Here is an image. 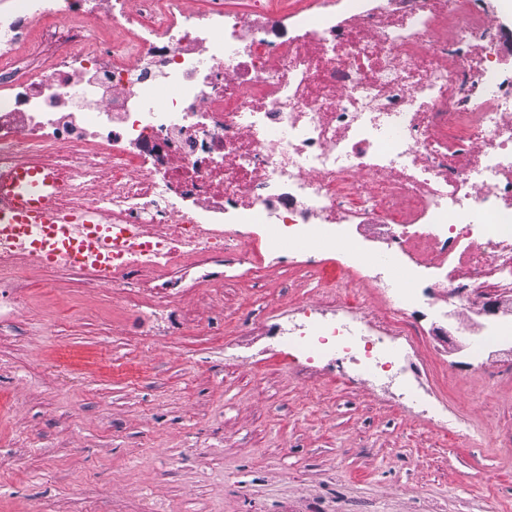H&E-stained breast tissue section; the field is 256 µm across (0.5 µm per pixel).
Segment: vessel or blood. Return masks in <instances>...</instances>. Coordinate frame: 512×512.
<instances>
[{
	"mask_svg": "<svg viewBox=\"0 0 512 512\" xmlns=\"http://www.w3.org/2000/svg\"><path fill=\"white\" fill-rule=\"evenodd\" d=\"M66 195L56 170L38 161L0 169V240L47 265L63 255L108 265L112 241L100 234L107 216L93 207H63Z\"/></svg>",
	"mask_w": 512,
	"mask_h": 512,
	"instance_id": "obj_1",
	"label": "vessel or blood"
}]
</instances>
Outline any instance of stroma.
<instances>
[{
	"label": "stroma",
	"mask_w": 512,
	"mask_h": 512,
	"mask_svg": "<svg viewBox=\"0 0 512 512\" xmlns=\"http://www.w3.org/2000/svg\"><path fill=\"white\" fill-rule=\"evenodd\" d=\"M19 287L0 316V512H512V360L493 353L512 335L445 353L418 336L402 357L467 423L450 439L395 387L288 364L273 324L332 303L303 268L185 289L184 327L155 337L110 289L42 269Z\"/></svg>",
	"instance_id": "35a3bbf8"
}]
</instances>
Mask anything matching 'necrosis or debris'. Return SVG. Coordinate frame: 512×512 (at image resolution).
Here are the masks:
<instances>
[{"instance_id": "necrosis-or-debris-1", "label": "necrosis or debris", "mask_w": 512, "mask_h": 512, "mask_svg": "<svg viewBox=\"0 0 512 512\" xmlns=\"http://www.w3.org/2000/svg\"><path fill=\"white\" fill-rule=\"evenodd\" d=\"M84 2L21 0L0 16V165L40 157L72 182L69 204L111 217L110 268L55 267L123 289L148 311L143 335L175 328V288L204 267H253L255 228L264 259L298 247L319 278L323 252H340L332 287L358 277L391 305L382 317L344 296L327 319L298 302L280 338L294 363L339 354L389 377L390 340L417 335L409 313L437 274L458 312L512 298V30L485 0H355L354 14L300 10L271 34L254 25L270 0L246 13ZM97 22L115 35L92 38ZM356 224L384 241L382 261Z\"/></svg>"}]
</instances>
